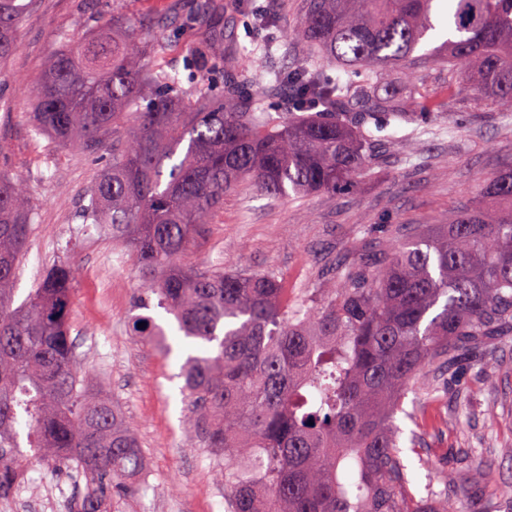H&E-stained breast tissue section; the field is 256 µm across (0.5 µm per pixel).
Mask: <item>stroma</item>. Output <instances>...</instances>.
I'll return each mask as SVG.
<instances>
[{"label": "stroma", "mask_w": 512, "mask_h": 512, "mask_svg": "<svg viewBox=\"0 0 512 512\" xmlns=\"http://www.w3.org/2000/svg\"><path fill=\"white\" fill-rule=\"evenodd\" d=\"M186 0H31L19 28L22 48L0 62V172L31 189L33 233L19 257L14 301L22 303L52 262L79 267L70 323L78 363L97 388L130 419L146 465L135 495H117L111 512H225L224 469L205 449L184 447V403L180 354L165 355L130 332L138 271L129 255L99 237L81 212L89 200L99 162L76 146H57L35 136L27 117L31 89L48 58L60 47L59 34L80 39L121 10L130 19L168 17L160 34L164 46L151 66L176 73L181 87L204 83L224 93L222 59L202 61L199 45L209 28H224V47L249 53L238 82L265 97L270 123L286 114L285 97L270 93L279 71L305 59L296 35L302 0H224L223 15L182 19ZM282 16V49L270 58L255 53L265 37L253 22L254 6ZM448 89L441 65L423 64L411 85L412 100L441 107L422 114L424 133L385 125L379 154L352 186L298 200L273 199L242 190L224 200L207 228L195 261L224 269L273 271L290 289L327 288L337 271L358 262L377 225L443 223L477 182L512 163V112L481 107L465 79ZM459 385L466 408L434 394L421 410L405 402L415 419L398 424L415 430L419 447L436 468L452 474L454 489L469 512L512 499V341L495 345L484 366L464 371ZM30 483L23 498L52 503L68 494L78 499L86 480L78 471L52 467L35 455L22 460Z\"/></svg>", "instance_id": "stroma-1"}]
</instances>
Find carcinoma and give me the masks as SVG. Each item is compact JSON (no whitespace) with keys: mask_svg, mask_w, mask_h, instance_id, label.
Instances as JSON below:
<instances>
[{"mask_svg":"<svg viewBox=\"0 0 512 512\" xmlns=\"http://www.w3.org/2000/svg\"><path fill=\"white\" fill-rule=\"evenodd\" d=\"M22 0H0V60L20 47ZM162 17L114 13L49 60L33 91V132L94 150L112 139L83 210L134 262L136 307L157 296L195 347L181 367L183 437L224 462L227 512H467L448 479L419 485L396 415L408 394L459 398L452 379L512 335V168L477 186L446 224L396 227L338 284L288 297L275 273L226 272L187 261L224 199L244 187L283 198L334 191L374 160L382 121H417L413 101L384 80L409 79L432 48L448 75L469 76L482 101L512 111V0H305L299 33L352 73L321 66L279 73L294 114L267 122L264 98L228 81L179 93L147 69ZM204 51L224 55L214 30ZM304 116L299 117L297 113ZM29 186L0 175V499L16 490L5 450L26 443L85 476L81 512H107L136 491L145 464L132 423L76 362L70 305L78 271L52 265L12 303L17 258L32 224ZM145 326L138 327L139 323ZM131 334L164 349L150 315Z\"/></svg>","mask_w":512,"mask_h":512,"instance_id":"cac0c4a2","label":"carcinoma"}]
</instances>
